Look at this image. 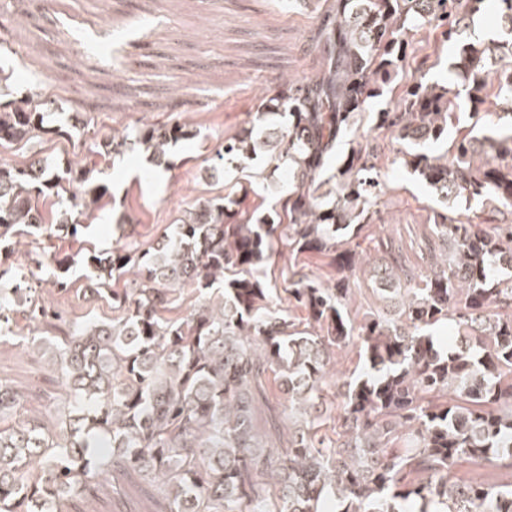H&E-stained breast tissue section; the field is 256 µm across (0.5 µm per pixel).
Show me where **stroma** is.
Returning a JSON list of instances; mask_svg holds the SVG:
<instances>
[{
  "instance_id": "1",
  "label": "stroma",
  "mask_w": 512,
  "mask_h": 512,
  "mask_svg": "<svg viewBox=\"0 0 512 512\" xmlns=\"http://www.w3.org/2000/svg\"><path fill=\"white\" fill-rule=\"evenodd\" d=\"M0 8L21 21L15 47L23 52L24 63H17L14 53L0 57V67L13 73L12 98L43 92L55 111L88 113L95 127L69 140L47 135L19 142L0 152V163L20 167L36 157L58 170L80 163L92 167L110 190L79 236L61 234L17 247L16 263L31 275L37 297L69 319L109 321L116 312L109 297L84 296L82 270L70 273L68 291L57 292L47 270L35 263L38 253L61 257L93 244L122 245L118 225L125 215L134 217L132 236L145 248L171 233L199 202L221 197L252 207L274 202L292 188L284 170L266 156L221 166L212 152L224 137L284 124L278 114L256 121L257 100L278 79L308 74L314 62L308 45L320 16L315 5L295 0H53L46 6L41 0H0ZM453 57L450 51L438 58L417 54L410 72L429 83L461 88L462 78L451 68ZM177 115L191 137L172 148L169 169L155 167L137 144L112 161L99 156L98 133L162 125ZM356 126L374 147L377 176L386 186L358 237L366 261L351 278L347 312L359 322L390 306L372 277L374 266H394L404 285L436 269L445 245L434 234L433 222L446 208L403 166L399 142L374 131L372 114ZM446 210L478 224H512V203L490 210L481 200L462 196ZM295 265L322 281L334 271L323 256L296 258L284 249L264 266L272 309L302 329L304 314L289 303L287 293ZM0 379L24 395L32 416L45 414L58 393L56 376L39 355L9 343L0 345ZM264 386L267 398L258 405L254 425L262 445L281 451L288 446L291 427L288 398L274 377H267ZM163 503L157 482L117 470L103 488L68 497L62 512H140L144 507L159 512Z\"/></svg>"
}]
</instances>
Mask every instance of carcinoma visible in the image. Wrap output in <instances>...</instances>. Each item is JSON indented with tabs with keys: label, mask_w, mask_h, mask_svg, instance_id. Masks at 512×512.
<instances>
[{
	"label": "carcinoma",
	"mask_w": 512,
	"mask_h": 512,
	"mask_svg": "<svg viewBox=\"0 0 512 512\" xmlns=\"http://www.w3.org/2000/svg\"><path fill=\"white\" fill-rule=\"evenodd\" d=\"M312 41L317 65L301 80H284L257 105V120L277 110L288 122L255 139L246 131L224 139L219 162L251 160L263 151L295 181L268 209L231 208L224 199L195 206L173 235L140 248H84L56 264L52 287L65 291L66 273L85 268L89 291L106 293L121 317L68 322L51 306L23 296L22 269L0 262V341L11 337L10 314L22 303L28 321L63 333L28 336L56 373L60 392L46 421L24 416L22 395L0 382V512H43L78 490L104 481L109 465L147 475L166 488V512H512V486L464 483L451 475L467 458L512 467V224L488 231L470 219L438 215L437 237L449 243L438 269L403 290L394 268L380 266L381 292L398 300L396 315L371 313L356 323L345 311L347 272L360 254L345 247L370 223L383 193L377 154L352 136L334 167L338 141L351 133L371 100L386 97L376 129L403 141L404 166L443 205L461 195L496 207L512 201V113L498 136L469 129L452 158L420 146L448 135L458 120L457 94L435 82H402L418 52L440 56L460 43L453 69L465 78L471 115L494 98L512 104V0L502 6V40L466 37L485 0H323ZM17 19L0 11V51L10 53ZM51 100L37 92L0 102V146L43 135L72 138L91 117L74 112L47 123ZM189 138L178 120L143 125L100 142L99 155H121L128 141L143 145L158 165ZM92 169L53 171L35 160L0 164V243L57 230L73 236L90 207L107 194ZM79 182L73 192L67 185ZM57 198L66 223L46 222L40 200ZM288 246L295 256L330 258L328 286L294 271L288 289L309 329L266 313L271 289L261 266ZM135 274V287L112 281ZM190 286L200 304L182 319L164 313L178 288ZM454 325L459 341L436 347L430 329ZM359 340L366 370L342 384L343 432L332 445L316 437L323 393L336 352ZM273 371L289 410L304 416L275 453L253 426L262 377ZM402 448L388 447L392 438ZM267 472L265 487L253 474Z\"/></svg>",
	"instance_id": "cac0c4a2"
}]
</instances>
